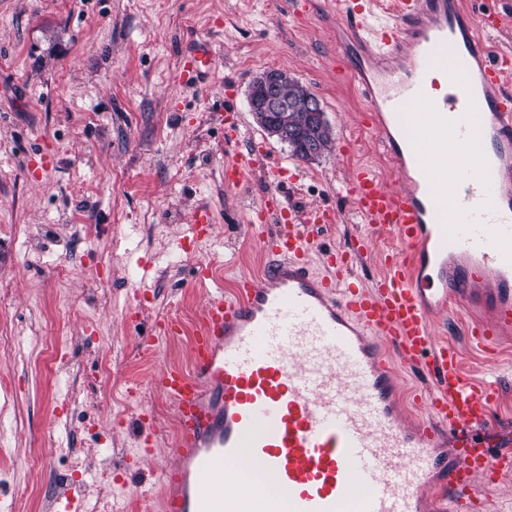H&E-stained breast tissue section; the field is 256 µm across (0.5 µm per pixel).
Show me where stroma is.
Returning a JSON list of instances; mask_svg holds the SVG:
<instances>
[{
	"mask_svg": "<svg viewBox=\"0 0 512 512\" xmlns=\"http://www.w3.org/2000/svg\"><path fill=\"white\" fill-rule=\"evenodd\" d=\"M335 0H0V512H47L77 482L83 512H147L175 462L170 402L151 385L165 364L187 365L206 298L259 278V233L270 164L298 169L297 209L329 207L322 246L366 231L339 186L354 167L398 185L369 112L338 52ZM210 43L203 85L179 82L181 48ZM288 70L322 102L331 153L313 161L258 127L253 76ZM260 153L246 186L224 183L226 103ZM212 238L182 249L198 206ZM403 247L376 234L353 268L363 285ZM209 279L198 280L199 266ZM138 306V324L127 321ZM178 320L177 340L145 334ZM494 381L495 417L512 432V346L497 357L463 350ZM157 437L138 442L137 414Z\"/></svg>",
	"mask_w": 512,
	"mask_h": 512,
	"instance_id": "35a3bbf8",
	"label": "stroma"
}]
</instances>
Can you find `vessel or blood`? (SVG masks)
Listing matches in <instances>:
<instances>
[{
  "label": "vessel or blood",
  "instance_id": "vessel-or-blood-1",
  "mask_svg": "<svg viewBox=\"0 0 512 512\" xmlns=\"http://www.w3.org/2000/svg\"><path fill=\"white\" fill-rule=\"evenodd\" d=\"M375 0H336L348 35L351 77L376 116L384 153L406 175L385 186L365 166L341 190L368 231L396 230L410 257L386 255L385 274L361 286L349 250L309 262L305 229L333 211H298L269 168L262 208L288 225L260 240L261 282L247 279L207 297L188 367L152 379L175 411L174 469L162 478L161 512H480L512 475V450L492 451L496 385L463 369L454 339L437 331L453 298L479 313L465 326L484 352L512 338V89L488 44L504 17L462 0H393L373 29ZM214 51L182 55L180 81L212 72ZM495 149L465 153L474 128ZM446 156L452 174L423 168ZM255 151L224 163L225 185L246 182ZM214 217L196 210L188 231L209 238ZM431 379L426 418L402 423L396 366ZM260 472L241 495L236 462Z\"/></svg>",
  "mask_w": 512,
  "mask_h": 512
}]
</instances>
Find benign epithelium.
Here are the masks:
<instances>
[{"label": "benign epithelium", "mask_w": 512, "mask_h": 512, "mask_svg": "<svg viewBox=\"0 0 512 512\" xmlns=\"http://www.w3.org/2000/svg\"><path fill=\"white\" fill-rule=\"evenodd\" d=\"M247 101L249 111L263 112H303L313 126H320L325 120L321 100L304 84L288 85L282 70L272 68L257 74L251 81Z\"/></svg>", "instance_id": "7a95c632"}]
</instances>
